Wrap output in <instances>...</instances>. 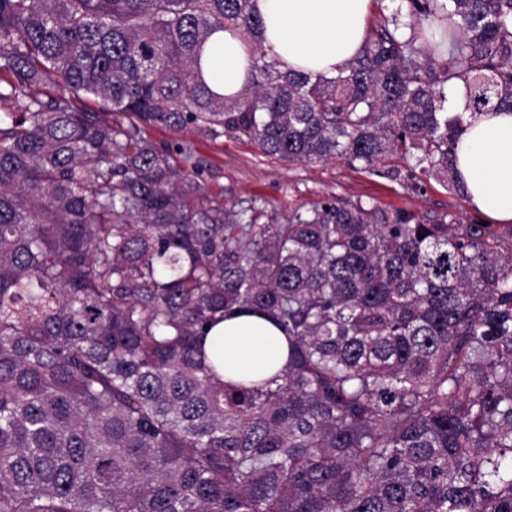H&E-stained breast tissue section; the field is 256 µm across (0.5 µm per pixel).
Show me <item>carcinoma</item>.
<instances>
[{"label": "carcinoma", "mask_w": 512, "mask_h": 512, "mask_svg": "<svg viewBox=\"0 0 512 512\" xmlns=\"http://www.w3.org/2000/svg\"><path fill=\"white\" fill-rule=\"evenodd\" d=\"M228 26L256 46L230 101ZM262 31L252 0H0V512H512V225L228 207L145 136L460 191L467 118L512 109V0H399L332 76ZM236 311L287 336L272 378L206 363Z\"/></svg>", "instance_id": "cac0c4a2"}]
</instances>
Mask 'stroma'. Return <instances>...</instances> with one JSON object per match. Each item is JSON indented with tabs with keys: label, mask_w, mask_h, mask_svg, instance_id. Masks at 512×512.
I'll use <instances>...</instances> for the list:
<instances>
[{
	"label": "stroma",
	"mask_w": 512,
	"mask_h": 512,
	"mask_svg": "<svg viewBox=\"0 0 512 512\" xmlns=\"http://www.w3.org/2000/svg\"><path fill=\"white\" fill-rule=\"evenodd\" d=\"M193 144L204 162L202 184L210 196L221 197L228 205L256 198L268 207L288 211L328 198L371 197L381 206L408 209L427 220L448 212L466 224L478 220L466 196L422 175L411 160L398 155L383 162L384 173L379 176L353 170L340 160L289 164L231 135L215 143L197 137ZM389 169L396 170V177H386Z\"/></svg>",
	"instance_id": "stroma-1"
}]
</instances>
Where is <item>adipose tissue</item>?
<instances>
[{
	"label": "adipose tissue",
	"mask_w": 512,
	"mask_h": 512,
	"mask_svg": "<svg viewBox=\"0 0 512 512\" xmlns=\"http://www.w3.org/2000/svg\"><path fill=\"white\" fill-rule=\"evenodd\" d=\"M375 0H253L264 21L262 46L289 68L334 75L360 49ZM208 44L224 73V95L249 83L252 48L233 28ZM455 164L465 193L480 216L512 224V111L487 112L465 123L455 143ZM204 351L224 381L268 377L288 360V341L274 323L252 313L213 326Z\"/></svg>",
	"instance_id": "ef3b65f1"
}]
</instances>
